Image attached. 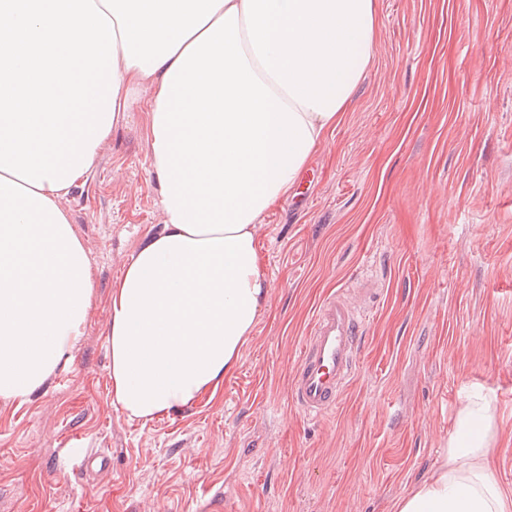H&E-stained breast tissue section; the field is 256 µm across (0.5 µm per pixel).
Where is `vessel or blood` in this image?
I'll return each mask as SVG.
<instances>
[{"label": "vessel or blood", "mask_w": 512, "mask_h": 512, "mask_svg": "<svg viewBox=\"0 0 512 512\" xmlns=\"http://www.w3.org/2000/svg\"><path fill=\"white\" fill-rule=\"evenodd\" d=\"M366 308L340 291L318 307L290 381L294 406L305 417L334 409L356 372Z\"/></svg>", "instance_id": "obj_1"}]
</instances>
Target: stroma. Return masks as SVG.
<instances>
[{
    "label": "stroma",
    "mask_w": 512,
    "mask_h": 512,
    "mask_svg": "<svg viewBox=\"0 0 512 512\" xmlns=\"http://www.w3.org/2000/svg\"><path fill=\"white\" fill-rule=\"evenodd\" d=\"M372 66L259 237L269 308L213 399L149 422L112 404L109 297L160 226L139 113L64 204L96 294L69 360L0 401V512H394L469 396L495 405L512 493V0H379ZM371 279L355 377L316 420L289 397L314 312ZM104 450L92 483L72 436Z\"/></svg>",
    "instance_id": "stroma-1"
}]
</instances>
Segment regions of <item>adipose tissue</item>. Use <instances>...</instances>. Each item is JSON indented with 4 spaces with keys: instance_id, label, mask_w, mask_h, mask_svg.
Here are the masks:
<instances>
[{
    "instance_id": "obj_1",
    "label": "adipose tissue",
    "mask_w": 512,
    "mask_h": 512,
    "mask_svg": "<svg viewBox=\"0 0 512 512\" xmlns=\"http://www.w3.org/2000/svg\"><path fill=\"white\" fill-rule=\"evenodd\" d=\"M378 0H0V399L63 366L94 300L63 199L143 109L162 226L113 282L112 402L147 423L215 395L268 309L261 220L375 56ZM494 407L464 402L396 512H512Z\"/></svg>"
}]
</instances>
